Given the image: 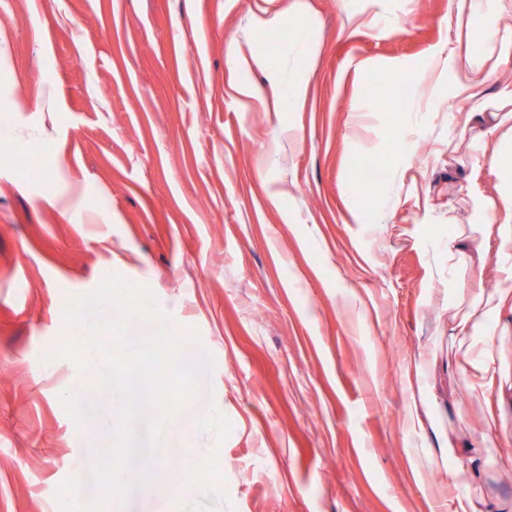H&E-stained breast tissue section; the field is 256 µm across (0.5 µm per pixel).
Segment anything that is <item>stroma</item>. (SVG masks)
Wrapping results in <instances>:
<instances>
[{
  "instance_id": "35a3bbf8",
  "label": "stroma",
  "mask_w": 512,
  "mask_h": 512,
  "mask_svg": "<svg viewBox=\"0 0 512 512\" xmlns=\"http://www.w3.org/2000/svg\"><path fill=\"white\" fill-rule=\"evenodd\" d=\"M455 37L448 0H0V512H64L78 451L113 441L84 375L42 360L109 274L198 330L189 363L213 358L164 434L192 489L110 512H450L470 480L444 446L485 421L448 389L453 304L499 259L449 269L448 239L476 221L471 168L503 191L448 107ZM248 43L265 65L240 63ZM404 72L410 99L377 104L374 76ZM485 330L507 371L485 478L511 504L512 319Z\"/></svg>"
}]
</instances>
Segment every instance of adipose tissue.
<instances>
[{"label": "adipose tissue", "mask_w": 512, "mask_h": 512, "mask_svg": "<svg viewBox=\"0 0 512 512\" xmlns=\"http://www.w3.org/2000/svg\"><path fill=\"white\" fill-rule=\"evenodd\" d=\"M448 19L453 22L457 39L448 46V64L454 73L453 98L467 105L461 113L463 126L476 127L474 137L478 148H486L500 124L512 120V113L487 111L486 87L493 69L512 63V0H494L493 6L479 8L476 0H450ZM481 30L483 55L472 49L471 33ZM494 165L505 184L499 202L482 195L474 177H467L464 191L478 224L471 230L479 234L485 251L504 254L512 251V161L495 160ZM495 290L479 301L458 310L452 334L463 351L462 363L448 371L449 386L465 385L479 398H487L494 387L499 370L491 346L480 345L484 325L512 313V264L502 265ZM448 459L466 472L472 481L470 492L455 500L453 512H498L497 501L482 492L480 480L484 472V457L479 447L457 440L448 442Z\"/></svg>", "instance_id": "obj_1"}]
</instances>
